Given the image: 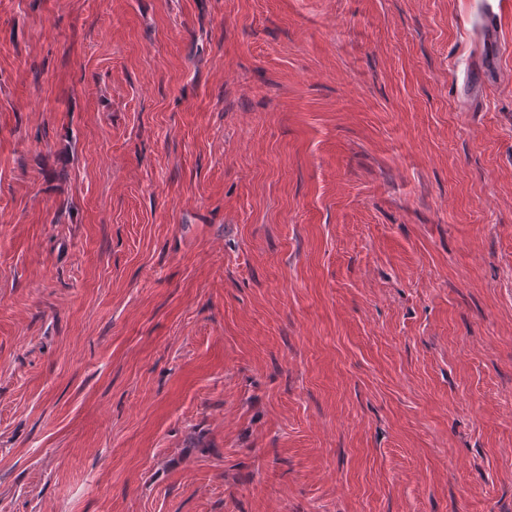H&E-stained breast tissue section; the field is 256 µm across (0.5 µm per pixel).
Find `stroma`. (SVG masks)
I'll list each match as a JSON object with an SVG mask.
<instances>
[{"mask_svg":"<svg viewBox=\"0 0 512 512\" xmlns=\"http://www.w3.org/2000/svg\"><path fill=\"white\" fill-rule=\"evenodd\" d=\"M0 0V512H512V11Z\"/></svg>","mask_w":512,"mask_h":512,"instance_id":"obj_1","label":"stroma"}]
</instances>
